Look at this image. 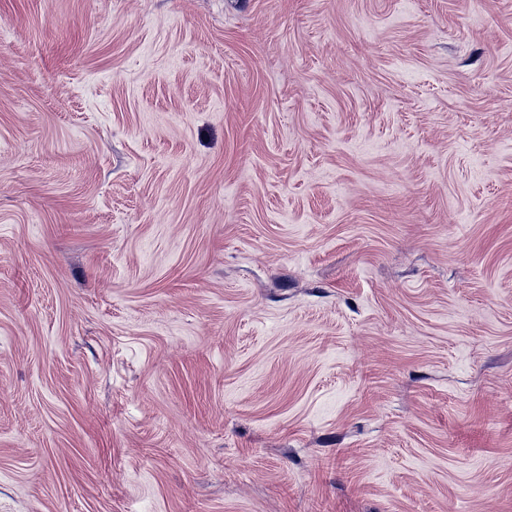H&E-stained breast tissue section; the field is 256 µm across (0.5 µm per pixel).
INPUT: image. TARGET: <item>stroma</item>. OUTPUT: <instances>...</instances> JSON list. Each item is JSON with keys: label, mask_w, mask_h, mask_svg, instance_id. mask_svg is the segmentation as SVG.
I'll use <instances>...</instances> for the list:
<instances>
[{"label": "stroma", "mask_w": 512, "mask_h": 512, "mask_svg": "<svg viewBox=\"0 0 512 512\" xmlns=\"http://www.w3.org/2000/svg\"><path fill=\"white\" fill-rule=\"evenodd\" d=\"M0 512H512V0H0Z\"/></svg>", "instance_id": "stroma-1"}]
</instances>
